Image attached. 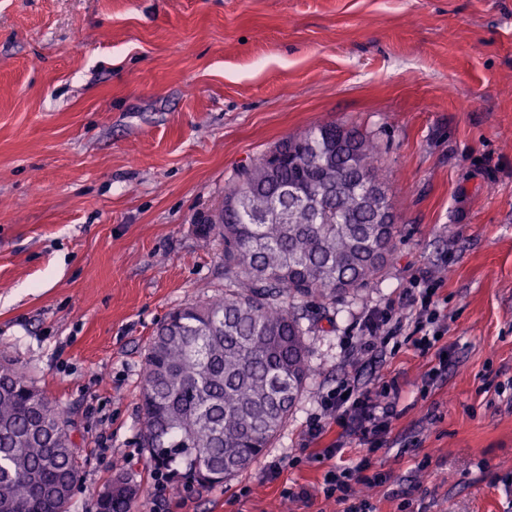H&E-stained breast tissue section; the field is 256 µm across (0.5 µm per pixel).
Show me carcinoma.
Returning <instances> with one entry per match:
<instances>
[{
  "instance_id": "obj_1",
  "label": "carcinoma",
  "mask_w": 512,
  "mask_h": 512,
  "mask_svg": "<svg viewBox=\"0 0 512 512\" xmlns=\"http://www.w3.org/2000/svg\"><path fill=\"white\" fill-rule=\"evenodd\" d=\"M241 164L204 239L224 245V296L174 311L151 337L142 372L141 445L162 463L176 451L189 475L221 483L269 447L310 376L308 298L358 293L389 263L397 224L366 204L370 185L390 189L379 146L355 127L320 124ZM64 410L11 361H0V512H66L44 487L78 480ZM99 512H132L138 485L111 481Z\"/></svg>"
}]
</instances>
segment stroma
<instances>
[{
  "instance_id": "obj_1",
  "label": "stroma",
  "mask_w": 512,
  "mask_h": 512,
  "mask_svg": "<svg viewBox=\"0 0 512 512\" xmlns=\"http://www.w3.org/2000/svg\"><path fill=\"white\" fill-rule=\"evenodd\" d=\"M327 122L381 147L393 258L362 292L307 301L314 370L270 448L158 512H342L318 487L363 459L376 512H512V0H0V359L69 414L66 512H97L122 468L145 512L146 346L224 293L196 222L234 168ZM413 275L444 281L432 381L411 341L352 352ZM348 377L395 380L397 415L376 451L318 458L306 424Z\"/></svg>"
}]
</instances>
